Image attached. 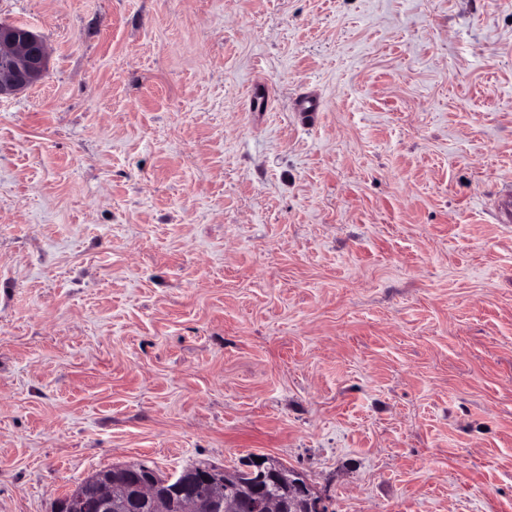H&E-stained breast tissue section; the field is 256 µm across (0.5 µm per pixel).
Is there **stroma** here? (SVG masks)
I'll return each mask as SVG.
<instances>
[{
  "label": "stroma",
  "instance_id": "35a3bbf8",
  "mask_svg": "<svg viewBox=\"0 0 512 512\" xmlns=\"http://www.w3.org/2000/svg\"><path fill=\"white\" fill-rule=\"evenodd\" d=\"M0 22L49 49L0 98V512L257 454L329 512H512V0Z\"/></svg>",
  "mask_w": 512,
  "mask_h": 512
}]
</instances>
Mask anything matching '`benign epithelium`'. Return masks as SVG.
<instances>
[{
  "label": "benign epithelium",
  "mask_w": 512,
  "mask_h": 512,
  "mask_svg": "<svg viewBox=\"0 0 512 512\" xmlns=\"http://www.w3.org/2000/svg\"><path fill=\"white\" fill-rule=\"evenodd\" d=\"M49 51L45 41L21 25L0 23V97L16 94L36 84L46 72ZM189 470L175 476H161L145 463L114 465L74 484L57 498L53 512H125L130 503L141 500L151 512H239L243 489L256 498L259 512H293L297 500H281L257 491L260 483L280 482L300 491L310 512L327 507L307 479L275 458L250 461L243 472L202 466L187 477Z\"/></svg>",
  "instance_id": "7a95c632"
}]
</instances>
